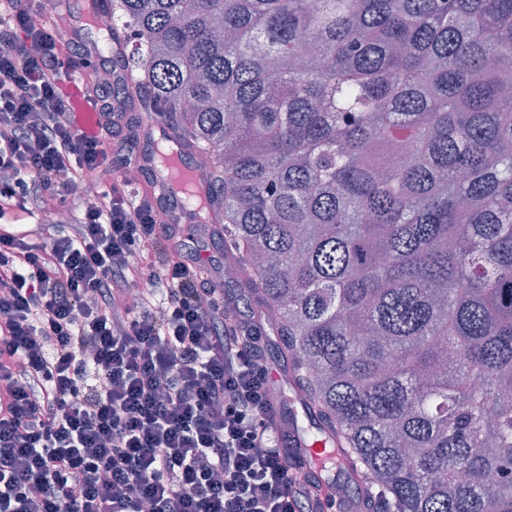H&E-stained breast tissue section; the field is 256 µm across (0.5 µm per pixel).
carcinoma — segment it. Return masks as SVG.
<instances>
[{
    "label": "carcinoma",
    "instance_id": "obj_1",
    "mask_svg": "<svg viewBox=\"0 0 512 512\" xmlns=\"http://www.w3.org/2000/svg\"><path fill=\"white\" fill-rule=\"evenodd\" d=\"M117 27L373 512H512V0H112Z\"/></svg>",
    "mask_w": 512,
    "mask_h": 512
}]
</instances>
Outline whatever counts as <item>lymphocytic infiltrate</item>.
<instances>
[{
	"mask_svg": "<svg viewBox=\"0 0 512 512\" xmlns=\"http://www.w3.org/2000/svg\"><path fill=\"white\" fill-rule=\"evenodd\" d=\"M42 0H0V512H323L289 455L265 338L220 282L152 251L159 194L112 168V99L80 134L62 90L83 68ZM65 214L60 224L28 219Z\"/></svg>",
	"mask_w": 512,
	"mask_h": 512,
	"instance_id": "f902f5d3",
	"label": "lymphocytic infiltrate"
}]
</instances>
